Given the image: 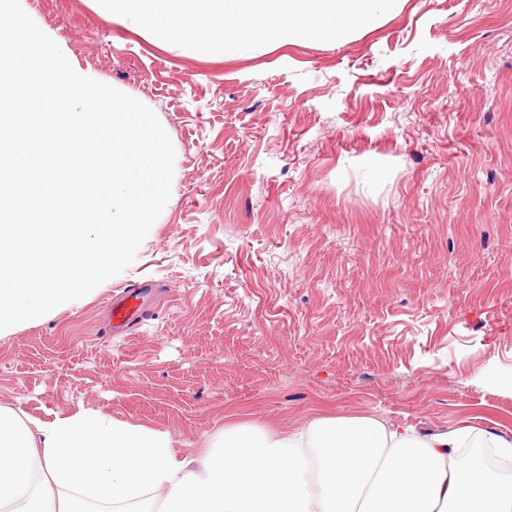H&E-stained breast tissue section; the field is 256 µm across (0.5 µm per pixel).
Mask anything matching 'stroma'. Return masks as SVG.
<instances>
[{"label": "stroma", "mask_w": 512, "mask_h": 512, "mask_svg": "<svg viewBox=\"0 0 512 512\" xmlns=\"http://www.w3.org/2000/svg\"><path fill=\"white\" fill-rule=\"evenodd\" d=\"M151 108L171 196L133 263L0 338V406L167 431L323 417L512 436V0H403L343 41L249 56L162 41L97 0H21ZM150 286L131 332L115 292Z\"/></svg>", "instance_id": "obj_1"}]
</instances>
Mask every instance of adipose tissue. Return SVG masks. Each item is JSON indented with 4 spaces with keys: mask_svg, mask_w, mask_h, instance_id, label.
Segmentation results:
<instances>
[{
    "mask_svg": "<svg viewBox=\"0 0 512 512\" xmlns=\"http://www.w3.org/2000/svg\"><path fill=\"white\" fill-rule=\"evenodd\" d=\"M175 444L94 410L43 422L0 407V512H512V479L483 455L511 463L512 439L465 421L424 436L376 418L240 425L198 457Z\"/></svg>",
    "mask_w": 512,
    "mask_h": 512,
    "instance_id": "obj_1",
    "label": "adipose tissue"
}]
</instances>
